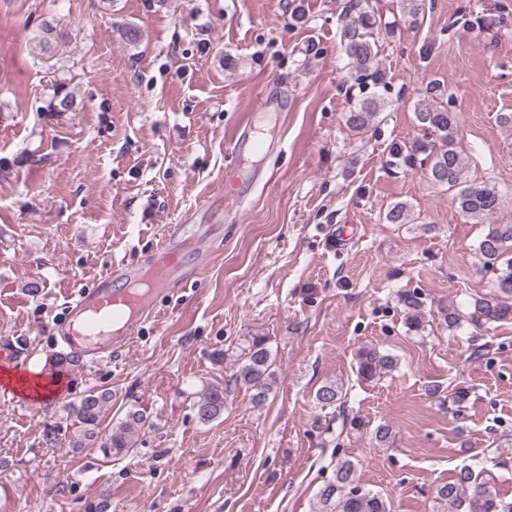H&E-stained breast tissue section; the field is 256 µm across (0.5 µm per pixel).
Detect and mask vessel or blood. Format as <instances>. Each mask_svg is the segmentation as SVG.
I'll use <instances>...</instances> for the list:
<instances>
[{
    "instance_id": "1",
    "label": "vessel or blood",
    "mask_w": 512,
    "mask_h": 512,
    "mask_svg": "<svg viewBox=\"0 0 512 512\" xmlns=\"http://www.w3.org/2000/svg\"><path fill=\"white\" fill-rule=\"evenodd\" d=\"M252 126V121H244L232 142L237 149L259 153L266 150L267 144L252 138ZM182 233V226L169 227L151 254L156 274L146 287L137 285L139 267L121 265L97 287L80 292L68 322L60 331V339L71 354L94 360L106 351L124 348L139 337L143 323L153 315L150 298L155 293L182 287L194 274L182 262Z\"/></svg>"
}]
</instances>
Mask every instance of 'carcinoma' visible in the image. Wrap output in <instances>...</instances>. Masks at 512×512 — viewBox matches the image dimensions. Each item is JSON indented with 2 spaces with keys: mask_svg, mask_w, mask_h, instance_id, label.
<instances>
[{
  "mask_svg": "<svg viewBox=\"0 0 512 512\" xmlns=\"http://www.w3.org/2000/svg\"><path fill=\"white\" fill-rule=\"evenodd\" d=\"M349 11L354 18L346 20L342 39L349 61L353 84L349 87L351 107L346 113L347 126L358 133L366 131L385 101L378 89L386 88L387 74L377 58L373 30H391L393 24L375 16L369 0H350ZM504 24L499 13L481 11L466 20V29L479 35L495 36ZM414 116L422 131V138L411 145L394 144L391 154L406 165L419 160L429 163L431 179L455 191L459 210L476 223L484 221L499 208L502 195L489 185H473L466 179L468 159L456 146L459 112L453 94L434 82L422 93L415 106ZM478 251L486 266L500 267L496 298L479 297L473 301L470 321L478 326L484 323L512 321V224H493L480 241ZM399 302L408 328L417 329L424 308L421 294L415 291L399 293ZM275 360L264 336H254L242 350L240 366L233 373L232 381L251 392L252 401L260 406L265 403L276 383ZM395 358L372 346L357 352V373L365 381L392 370ZM343 386L334 381L321 385L315 393V402L323 410L342 405ZM112 401L109 391L93 392L85 396L73 412L79 425L75 446L83 447L86 441H95L99 425ZM200 421L210 422L224 412V387L210 386L194 404ZM144 411L129 409L124 419L112 426L102 443L106 457H119L135 445V436L146 422ZM436 497L448 505V512H512V501L507 502L489 482L479 478L472 468L463 467L455 479L436 488ZM314 512H390L381 496L364 488L357 475L356 465L349 459L336 463L332 480L320 488Z\"/></svg>",
  "mask_w": 512,
  "mask_h": 512,
  "instance_id": "carcinoma-1",
  "label": "carcinoma"
}]
</instances>
